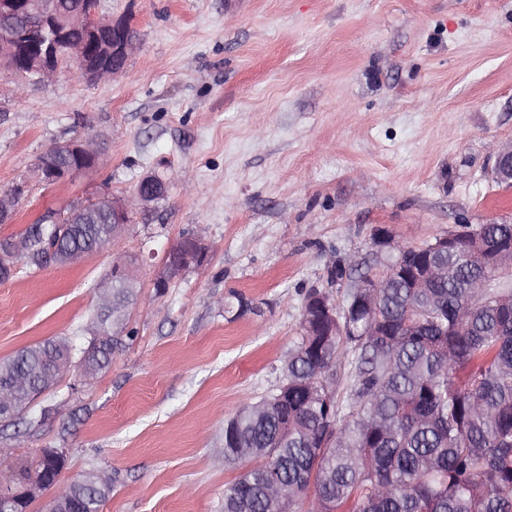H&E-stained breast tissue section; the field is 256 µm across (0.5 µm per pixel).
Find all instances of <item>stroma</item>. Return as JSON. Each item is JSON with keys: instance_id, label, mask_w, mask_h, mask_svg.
<instances>
[{"instance_id": "1", "label": "stroma", "mask_w": 512, "mask_h": 512, "mask_svg": "<svg viewBox=\"0 0 512 512\" xmlns=\"http://www.w3.org/2000/svg\"><path fill=\"white\" fill-rule=\"evenodd\" d=\"M138 49L123 74L49 82L0 74V195L26 192L0 237L47 212L173 178L114 249L73 266L17 261L0 283V359L51 336L82 345L114 254L135 256L131 340L94 381L70 373L0 446L22 463L63 448V481L112 479L102 512H224L239 473L224 423L279 384L309 289L341 300L330 258L380 268L388 227L419 245L457 224L512 222L492 175L512 141V0H100ZM96 144L57 185L50 144ZM200 238L204 263L154 282ZM48 154H71L77 160V164L66 169H56L40 162L37 163L34 167L35 177L45 186H54L61 183L74 173L86 170L85 166L89 163H95L97 159L96 151L92 144L82 140L56 143L44 153L45 156Z\"/></svg>"}]
</instances>
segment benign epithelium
Instances as JSON below:
<instances>
[{"label":"benign epithelium","mask_w":512,"mask_h":512,"mask_svg":"<svg viewBox=\"0 0 512 512\" xmlns=\"http://www.w3.org/2000/svg\"><path fill=\"white\" fill-rule=\"evenodd\" d=\"M99 0H88L82 7L66 11L59 0H0V19L20 22L10 36L0 38V69L15 75H25L37 81L51 79L62 69H77L83 79L106 80L120 74L136 45L129 37L130 25L125 20H106L98 16ZM73 30L83 33V39L76 41L69 37ZM49 154L72 155L77 164L56 169L37 163L35 177L46 186H54L76 172L85 170L89 163L96 162L97 155L92 144L82 140L56 143L48 150ZM494 172L499 181L512 184V144L495 151ZM168 184L153 177H144L130 199H116L102 195L94 200V210L87 212L85 206L76 207L77 213L88 218L104 214L112 224V237H120L124 224L128 223L130 209L136 205L147 206L163 198ZM24 187L0 196V223L11 220L14 207ZM66 216L55 218L57 236L48 249L51 260L67 259L79 263L88 256L82 251H69L60 246ZM372 244L378 252L393 250L395 236L385 227L374 229ZM124 277L128 285L136 286L132 267L128 259L116 257L112 260L109 274L102 280L104 285H112L116 277ZM11 492L0 499L10 512H27V504L40 496L44 479L30 481L22 485L14 484V476L0 482Z\"/></svg>","instance_id":"obj_1"}]
</instances>
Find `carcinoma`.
Here are the masks:
<instances>
[{
    "label": "carcinoma",
    "mask_w": 512,
    "mask_h": 512,
    "mask_svg": "<svg viewBox=\"0 0 512 512\" xmlns=\"http://www.w3.org/2000/svg\"><path fill=\"white\" fill-rule=\"evenodd\" d=\"M17 236L18 255L44 268L40 225ZM107 224L77 217L69 249L93 250ZM512 249V224L448 237L428 257L396 245L374 288H348L326 335L319 304L303 305L300 332L283 382L242 406L224 425V460L243 464L224 490V512H512V281L494 277ZM448 277L414 288L405 276L426 260ZM94 309L83 346L50 337L0 359V395L27 379L14 404L43 395L58 363L83 359L106 369L123 337ZM111 492L91 471L57 498L101 512Z\"/></svg>",
    "instance_id": "cac0c4a2"
}]
</instances>
